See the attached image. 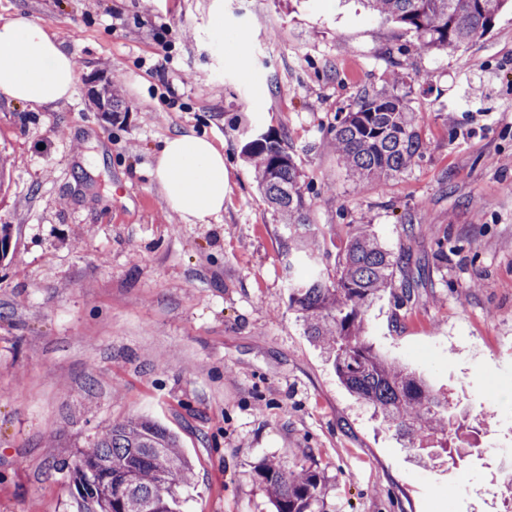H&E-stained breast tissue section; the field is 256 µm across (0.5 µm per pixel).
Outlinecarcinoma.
I'll return each mask as SVG.
<instances>
[{
  "mask_svg": "<svg viewBox=\"0 0 512 512\" xmlns=\"http://www.w3.org/2000/svg\"><path fill=\"white\" fill-rule=\"evenodd\" d=\"M373 14L416 35L421 53H446L489 33L512 0H367ZM333 141L339 161L364 179L403 174L423 153V139L408 92L399 84L362 89L346 112L336 114ZM254 164L257 187L288 230V306L304 335L332 361L341 382L373 410L424 462L456 464L466 454L463 425L446 398L414 372L375 352L364 339V315L381 293L396 287L406 257L387 249L363 224H355L334 262L316 255L314 203L302 190V174L284 140L258 135L242 148ZM434 438L440 454L424 447ZM84 512H178L176 490L192 467L177 437L139 418L114 423L67 466ZM256 482L275 512H327L328 480L317 469H288L266 460Z\"/></svg>",
  "mask_w": 512,
  "mask_h": 512,
  "instance_id": "cac0c4a2",
  "label": "carcinoma"
}]
</instances>
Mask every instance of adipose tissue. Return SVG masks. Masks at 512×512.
I'll list each match as a JSON object with an SVG mask.
<instances>
[{
    "label": "adipose tissue",
    "instance_id": "adipose-tissue-1",
    "mask_svg": "<svg viewBox=\"0 0 512 512\" xmlns=\"http://www.w3.org/2000/svg\"><path fill=\"white\" fill-rule=\"evenodd\" d=\"M77 79L70 55L43 25L23 16L0 18V98L48 106L69 98ZM154 159L153 179L184 223L223 213L229 189L223 147L204 135L175 134Z\"/></svg>",
    "mask_w": 512,
    "mask_h": 512
}]
</instances>
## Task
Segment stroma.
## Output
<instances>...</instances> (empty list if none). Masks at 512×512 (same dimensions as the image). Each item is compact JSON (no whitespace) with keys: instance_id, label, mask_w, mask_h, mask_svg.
I'll list each match as a JSON object with an SVG mask.
<instances>
[{"instance_id":"obj_1","label":"stroma","mask_w":512,"mask_h":512,"mask_svg":"<svg viewBox=\"0 0 512 512\" xmlns=\"http://www.w3.org/2000/svg\"><path fill=\"white\" fill-rule=\"evenodd\" d=\"M224 8L218 45L209 27ZM40 16L79 80L49 107L0 100V512H80L67 463L112 423L151 418L193 466L182 512H272L254 467L331 479L330 512H500L512 482V11L450 54L360 0H0ZM404 76L425 142L360 181L328 129ZM117 87L120 107L96 91ZM175 133L224 147V212L187 224L154 155ZM285 140L321 251L368 225L405 254L365 339L469 420L456 466L418 462L339 380L288 307L287 232L244 135ZM412 232H404V225ZM447 240V259L437 243Z\"/></svg>"}]
</instances>
